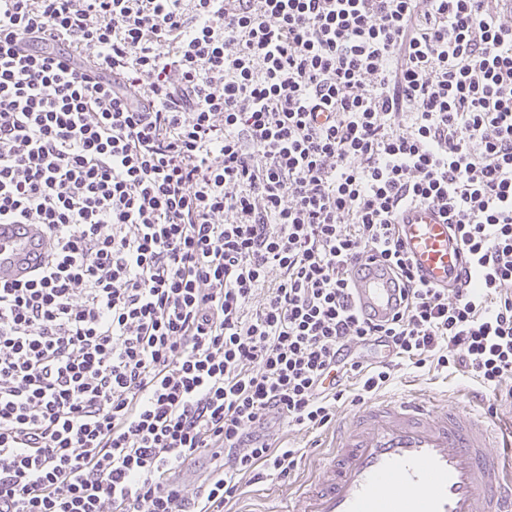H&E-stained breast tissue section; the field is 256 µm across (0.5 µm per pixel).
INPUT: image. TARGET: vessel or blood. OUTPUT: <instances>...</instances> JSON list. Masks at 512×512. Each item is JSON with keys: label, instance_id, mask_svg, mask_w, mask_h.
I'll return each mask as SVG.
<instances>
[{"label": "vessel or blood", "instance_id": "obj_1", "mask_svg": "<svg viewBox=\"0 0 512 512\" xmlns=\"http://www.w3.org/2000/svg\"><path fill=\"white\" fill-rule=\"evenodd\" d=\"M405 250L422 280L451 288L465 265L437 210L412 207L398 219ZM49 242L35 224H0V278L23 282ZM357 312L378 323L399 308V285L386 265L350 268ZM512 434L469 409L435 399L368 402L336 428L335 450L318 478L282 512H512Z\"/></svg>", "mask_w": 512, "mask_h": 512}]
</instances>
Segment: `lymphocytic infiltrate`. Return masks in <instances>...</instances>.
<instances>
[{
    "instance_id": "obj_1",
    "label": "lymphocytic infiltrate",
    "mask_w": 512,
    "mask_h": 512,
    "mask_svg": "<svg viewBox=\"0 0 512 512\" xmlns=\"http://www.w3.org/2000/svg\"><path fill=\"white\" fill-rule=\"evenodd\" d=\"M467 266L423 284L397 218ZM0 512H224L401 362L512 402L504 0H0ZM405 284L362 320L349 264ZM383 352L370 363L359 348ZM195 496L173 479L201 456ZM437 210L412 207L398 219L404 249L422 280L430 286L452 288L465 266L459 242ZM48 246L38 224H0V278L23 283L39 266Z\"/></svg>"
}]
</instances>
